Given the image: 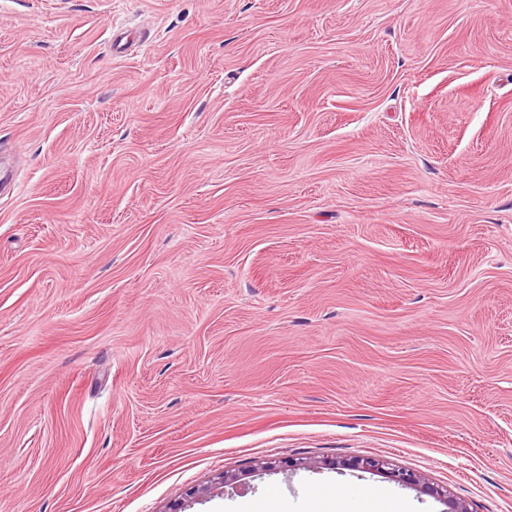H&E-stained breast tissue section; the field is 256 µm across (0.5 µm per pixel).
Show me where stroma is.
Returning a JSON list of instances; mask_svg holds the SVG:
<instances>
[{
    "label": "stroma",
    "mask_w": 512,
    "mask_h": 512,
    "mask_svg": "<svg viewBox=\"0 0 512 512\" xmlns=\"http://www.w3.org/2000/svg\"><path fill=\"white\" fill-rule=\"evenodd\" d=\"M0 167V512H512V0H0ZM339 466L373 474H385L402 486L420 488L421 491L438 497H448L446 491L427 485L420 476L408 470L396 468L395 465L384 457H364L352 461H336L332 459L314 463H301L291 460L270 461L262 462L258 469L263 471H276L278 469L296 470L300 468L339 469Z\"/></svg>",
    "instance_id": "stroma-1"
}]
</instances>
